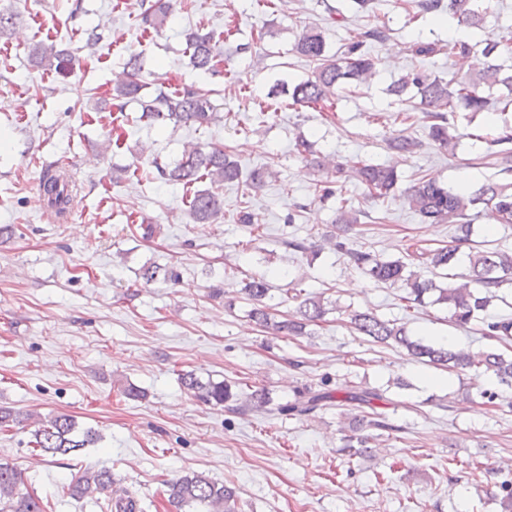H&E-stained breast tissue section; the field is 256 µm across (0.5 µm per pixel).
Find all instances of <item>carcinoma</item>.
<instances>
[{
  "instance_id": "carcinoma-1",
  "label": "carcinoma",
  "mask_w": 512,
  "mask_h": 512,
  "mask_svg": "<svg viewBox=\"0 0 512 512\" xmlns=\"http://www.w3.org/2000/svg\"><path fill=\"white\" fill-rule=\"evenodd\" d=\"M356 12L368 18V25L356 40L346 45L340 58L329 55L325 33L318 28H304L295 40L294 51L313 64V70L305 79L291 83L282 80L292 104L307 107L318 105L333 108L339 99L345 81L362 83L376 71L378 57L370 50V43L381 42L387 37V28L379 23L378 15L371 9L372 0H351ZM481 0H401L398 8L407 14L409 21L417 22L428 14L445 13L448 19L468 28L483 27L487 10ZM176 0H142L140 21L143 28L160 32L171 17ZM232 30H227L223 39L214 32L203 33L190 30L185 33L186 50L190 63L199 74L215 79L224 75V66L235 53L245 52L251 43L227 44ZM32 58L38 67L52 71L61 77L73 72L74 60L63 50L50 44H40L33 49ZM144 53H132L120 64V75L112 81V108L121 112L131 102L139 105V120L154 125L169 123L178 126L209 125L219 115L211 96L214 90L207 84H192L158 89L150 96L142 95L141 73L145 69ZM415 91L417 102L413 109L423 113L426 119L428 138L441 148L456 146L455 136L449 133L447 113L458 109L468 112H504L512 107V68L503 64H488L483 70L466 75L453 82L430 77L422 72L409 71L401 75L388 88L390 94L402 97L407 91ZM481 139L498 146L491 153L503 165L502 171H512V130L503 128L481 136ZM424 143L417 137L398 133L388 140V148L401 157H411L420 152ZM155 178L166 183L192 186L203 180L210 187L194 192L189 202L188 215L194 224H215L224 218V196L218 188L237 183L246 191L262 188L275 177L269 167H256L243 172L239 163L220 146L205 148L196 146L183 152L172 164L154 157L149 160ZM358 181L364 185L371 199L386 198L394 193L399 184L395 167L385 164L360 163L352 167ZM343 167L332 166L330 175L315 183L317 195L328 199L335 194V181ZM75 185L68 180L58 166L47 169L41 182V192L48 204L63 212L68 207ZM410 209L416 212L424 224L456 225V244L435 249L412 243L404 249V255L387 259L382 255L361 247H347V242L336 237L328 238L333 246L343 252L349 263L368 279L379 284L396 286L403 290L402 300L417 306L425 305V297L438 292L435 302L444 304L451 313L450 319L457 325L466 326L480 321V333L484 339L506 344L512 339V318L483 317L494 301H505L499 290L512 285V251H476L469 255V273L461 276L462 282L441 288L431 278H425L412 270L423 266L432 270H448L456 265L459 243L470 240L472 224L468 212L484 207L495 212L499 223L512 224V181L488 182L475 192L452 190L436 179L422 177L404 189ZM338 224L350 226L359 223V211L347 207L345 200L339 201ZM139 280L142 286L157 282L176 283L177 273L167 265L150 264L141 268ZM272 285L262 275L246 277L242 294L250 309L248 319L258 327L275 336H310L311 327L324 321L327 314L324 301L317 295L298 292L292 299L295 309L286 319H279L268 304ZM350 326L356 333L378 345L398 346L407 350L417 361L446 369L451 372H472L476 375L491 373L498 382L512 388V355L509 356L490 346L478 351L452 350L444 344L426 343L412 338L406 327L397 320L386 319L370 309L353 310ZM180 384L191 397L207 405H220L232 412L256 411L270 415L300 418L322 409L336 407L349 414L351 434L344 437V447L361 453L373 439L371 431H387L393 426L376 410L383 394L377 390L319 389L305 387L293 398L277 401L265 387H257L249 393L240 391L241 383L211 378L202 380L192 371L180 374ZM34 426L32 443L42 456H66L81 448H87L100 440L99 435L86 429L78 431L77 423L65 414L41 417L20 413L0 406V430L15 426ZM24 475L16 466L0 461V512H45L43 500L28 492ZM66 490L70 497L83 499L102 494L108 498V506L114 512H136L138 500L127 488L116 486L112 472L106 468L86 470L73 479ZM167 501L176 512H237L238 495L235 488L220 484L206 474L190 471L167 484Z\"/></svg>"
}]
</instances>
